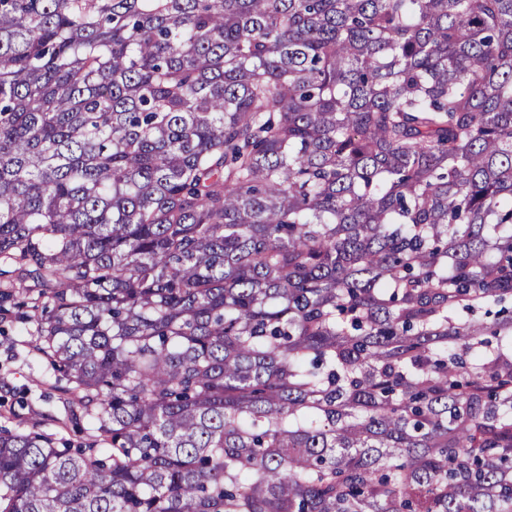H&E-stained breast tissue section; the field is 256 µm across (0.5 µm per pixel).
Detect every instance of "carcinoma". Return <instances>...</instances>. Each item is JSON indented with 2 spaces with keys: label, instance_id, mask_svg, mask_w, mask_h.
Instances as JSON below:
<instances>
[{
  "label": "carcinoma",
  "instance_id": "1",
  "mask_svg": "<svg viewBox=\"0 0 512 512\" xmlns=\"http://www.w3.org/2000/svg\"><path fill=\"white\" fill-rule=\"evenodd\" d=\"M0 280V512H512V0H0ZM33 331L29 319L0 320V429L38 427L58 440H75L65 424L66 397L55 388L52 366L36 352Z\"/></svg>",
  "mask_w": 512,
  "mask_h": 512
}]
</instances>
